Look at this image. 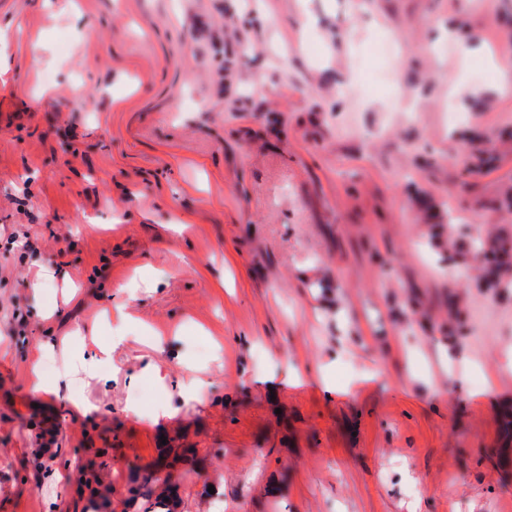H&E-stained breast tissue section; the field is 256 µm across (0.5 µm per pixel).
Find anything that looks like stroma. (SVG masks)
Returning <instances> with one entry per match:
<instances>
[{
    "label": "stroma",
    "instance_id": "obj_1",
    "mask_svg": "<svg viewBox=\"0 0 512 512\" xmlns=\"http://www.w3.org/2000/svg\"><path fill=\"white\" fill-rule=\"evenodd\" d=\"M0 56V512L87 459L124 512L164 436L181 512H512V294L429 243L512 226V0H0Z\"/></svg>",
    "mask_w": 512,
    "mask_h": 512
}]
</instances>
